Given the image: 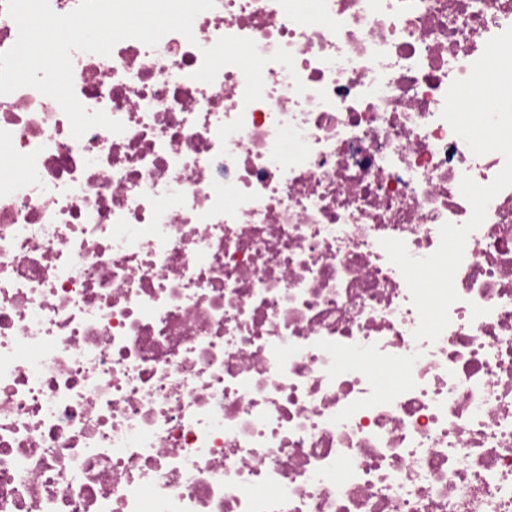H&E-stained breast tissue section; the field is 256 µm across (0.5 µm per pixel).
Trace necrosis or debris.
Instances as JSON below:
<instances>
[{
    "label": "necrosis or debris",
    "mask_w": 512,
    "mask_h": 512,
    "mask_svg": "<svg viewBox=\"0 0 512 512\" xmlns=\"http://www.w3.org/2000/svg\"><path fill=\"white\" fill-rule=\"evenodd\" d=\"M214 0L0 95V512H512V187L441 112L512 0ZM401 370V383L382 374Z\"/></svg>",
    "instance_id": "1"
}]
</instances>
